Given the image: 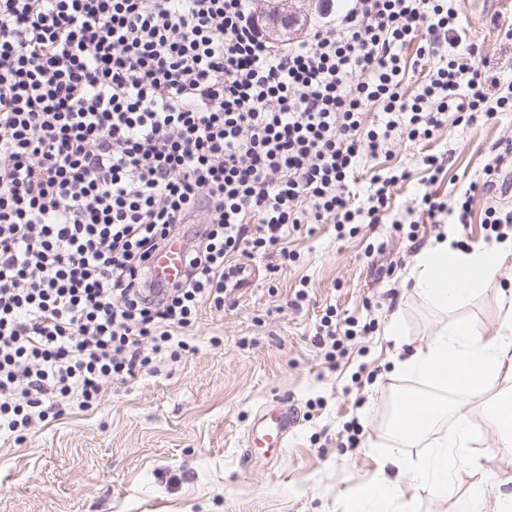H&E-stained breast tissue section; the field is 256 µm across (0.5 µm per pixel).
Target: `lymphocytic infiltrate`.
Instances as JSON below:
<instances>
[{
  "mask_svg": "<svg viewBox=\"0 0 512 512\" xmlns=\"http://www.w3.org/2000/svg\"><path fill=\"white\" fill-rule=\"evenodd\" d=\"M255 10L0 0V437L189 351L182 330L223 308L246 260L295 261L289 229L381 223L396 175L372 172L357 205L349 182L396 137L512 112V81L460 38L455 0H350L283 46ZM411 58L428 72L410 96ZM479 190L421 189L411 213L468 223ZM191 223L184 279L156 287L150 259Z\"/></svg>",
  "mask_w": 512,
  "mask_h": 512,
  "instance_id": "1",
  "label": "lymphocytic infiltrate"
}]
</instances>
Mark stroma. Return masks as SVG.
I'll return each mask as SVG.
<instances>
[{
  "label": "stroma",
  "mask_w": 512,
  "mask_h": 512,
  "mask_svg": "<svg viewBox=\"0 0 512 512\" xmlns=\"http://www.w3.org/2000/svg\"><path fill=\"white\" fill-rule=\"evenodd\" d=\"M457 7L462 39L511 65L512 41L498 37L493 21L512 18V0H459ZM510 134L512 112H501L471 126L448 122L429 141L397 139L379 162L408 174L391 189L392 220H410L407 210L431 175L424 155L447 156L435 188L453 200L482 179L492 147ZM489 203L512 209V164L476 200L470 223L449 226V238L469 246L490 236L483 222ZM438 234L428 224L414 237L389 224L345 237L329 224L291 232L298 260L273 276L268 258L251 261L235 303L199 310L187 333L192 352L107 384L95 409L37 425L24 442L0 438V512H343L356 487L380 474L393 395L433 394L396 361L458 318L488 337L498 329L493 297L443 312L413 290L415 257ZM302 287L308 297L292 307ZM329 305L339 317L374 325L345 340V354L332 364L313 343ZM276 399L298 423L270 470L260 454H247L246 440L255 413ZM470 419L479 442L459 464L453 493L427 481L404 484L410 512H471L470 473L488 465L498 432L483 401L471 403ZM353 421L361 432L352 446Z\"/></svg>",
  "instance_id": "obj_1"
}]
</instances>
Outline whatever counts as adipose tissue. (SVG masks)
Wrapping results in <instances>:
<instances>
[{
  "instance_id": "ef3b65f1",
  "label": "adipose tissue",
  "mask_w": 512,
  "mask_h": 512,
  "mask_svg": "<svg viewBox=\"0 0 512 512\" xmlns=\"http://www.w3.org/2000/svg\"><path fill=\"white\" fill-rule=\"evenodd\" d=\"M511 258L512 241L507 240L480 242L470 250L459 251L446 239L421 251L413 273L420 296L448 311L467 299L494 291L499 328L494 337L487 338L472 322L461 319L448 323L431 343L404 359L399 370L455 397L480 399L494 393L485 413L500 436L495 455L512 463V389L503 388L504 383L512 382V295L496 289L501 270ZM451 411L456 414V425L434 453L423 461L406 457L405 449L429 436L436 423ZM393 418L389 428L390 458L400 461L407 480L416 483L425 478L440 493H447L452 486L450 471L455 470L475 440L462 405L453 406L434 398H402L394 404Z\"/></svg>"
}]
</instances>
